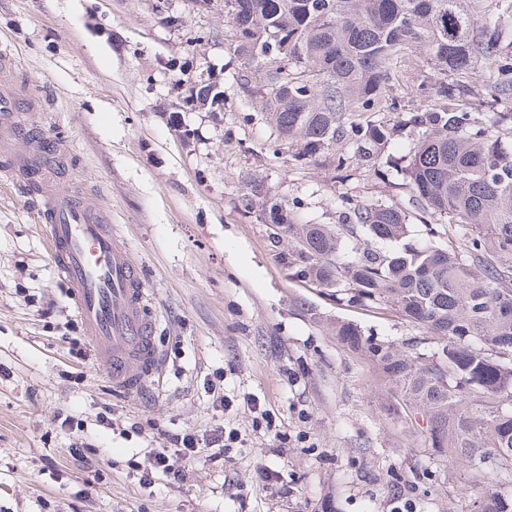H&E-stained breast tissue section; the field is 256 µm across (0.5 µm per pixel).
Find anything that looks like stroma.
Here are the masks:
<instances>
[{
    "label": "stroma",
    "mask_w": 512,
    "mask_h": 512,
    "mask_svg": "<svg viewBox=\"0 0 512 512\" xmlns=\"http://www.w3.org/2000/svg\"><path fill=\"white\" fill-rule=\"evenodd\" d=\"M225 25L224 0H0L13 77L49 101L37 136L66 137L58 178L107 198L163 355L159 385L134 395L71 355L83 330L35 204L0 179V512H472L470 465L432 448L421 416L394 415L391 382L336 334L342 320L401 344L422 329L289 277L288 239L242 203L260 178L313 224L342 223L344 197L415 222L408 186L269 151ZM175 59L220 83L223 111L197 105ZM217 430L238 435L217 459L170 442ZM158 452L181 479L141 484Z\"/></svg>",
    "instance_id": "obj_1"
}]
</instances>
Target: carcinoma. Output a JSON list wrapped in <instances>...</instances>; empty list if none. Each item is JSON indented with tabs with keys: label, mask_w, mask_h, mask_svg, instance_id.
<instances>
[{
	"label": "carcinoma",
	"mask_w": 512,
	"mask_h": 512,
	"mask_svg": "<svg viewBox=\"0 0 512 512\" xmlns=\"http://www.w3.org/2000/svg\"><path fill=\"white\" fill-rule=\"evenodd\" d=\"M224 0L238 38L240 71L265 77L261 98L276 132L272 153L299 149L295 161L334 154L350 172L345 142L367 172L378 149L411 136L401 167L424 212L448 226V245L411 237L407 214L386 204L347 205L343 224L304 222L254 180L247 205L283 224L296 247L290 273L340 302L387 305L424 330L432 347L397 345L336 322V335L364 352L396 387V414H420L431 447L466 460L486 480L474 512H512L493 489L512 479V112H476L460 101L479 59L497 69L493 95L512 99V41L500 20L512 0ZM418 49L428 70L409 82L418 102L399 127L366 118L396 109L389 89L413 67ZM395 247L374 249L368 239Z\"/></svg>",
	"instance_id": "carcinoma-1"
}]
</instances>
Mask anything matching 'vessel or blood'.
Segmentation results:
<instances>
[{"label": "vessel or blood", "instance_id": "b4317fda", "mask_svg": "<svg viewBox=\"0 0 512 512\" xmlns=\"http://www.w3.org/2000/svg\"><path fill=\"white\" fill-rule=\"evenodd\" d=\"M13 67L11 56L0 57V127L27 134L44 120L45 110L38 92L17 88ZM66 150L63 140H38L31 152L0 140V177L34 198L51 263L97 364L113 389L135 394L162 368L154 297L113 227L106 201L53 183L54 168Z\"/></svg>", "mask_w": 512, "mask_h": 512}]
</instances>
